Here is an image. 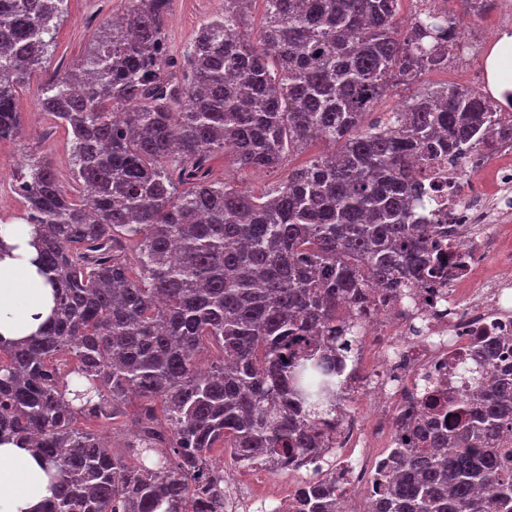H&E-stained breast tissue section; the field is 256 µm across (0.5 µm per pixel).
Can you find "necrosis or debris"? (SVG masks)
Masks as SVG:
<instances>
[{"label":"necrosis or debris","instance_id":"necrosis-or-debris-1","mask_svg":"<svg viewBox=\"0 0 512 512\" xmlns=\"http://www.w3.org/2000/svg\"><path fill=\"white\" fill-rule=\"evenodd\" d=\"M419 178L431 196L426 215L438 216L444 238L467 242V268L430 292L402 289L364 325L357 355L364 373L350 386L371 404L372 415L338 413L331 460L345 475V512H358L354 500L366 498L375 484L376 442L397 447L396 419L414 382L436 375L489 323H500V335L512 337V249L503 246L512 238V143L476 167L465 157L431 161ZM489 266L496 275L484 276Z\"/></svg>","mask_w":512,"mask_h":512}]
</instances>
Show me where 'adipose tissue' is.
<instances>
[{"label":"adipose tissue","instance_id":"1","mask_svg":"<svg viewBox=\"0 0 512 512\" xmlns=\"http://www.w3.org/2000/svg\"><path fill=\"white\" fill-rule=\"evenodd\" d=\"M483 68L495 98L512 94V34H500L490 46ZM0 236L19 246L16 257L0 259V339L18 341L37 334L51 308V287L30 260V227L0 224ZM53 494L42 459L31 449L0 445V512H39Z\"/></svg>","mask_w":512,"mask_h":512}]
</instances>
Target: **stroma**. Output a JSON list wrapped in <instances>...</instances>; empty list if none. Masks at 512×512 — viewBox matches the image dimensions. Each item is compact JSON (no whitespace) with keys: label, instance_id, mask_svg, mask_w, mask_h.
<instances>
[{"label":"stroma","instance_id":"1","mask_svg":"<svg viewBox=\"0 0 512 512\" xmlns=\"http://www.w3.org/2000/svg\"><path fill=\"white\" fill-rule=\"evenodd\" d=\"M119 6L120 0H68L46 70L35 73L18 93L24 133L19 139L0 142V185L5 188L0 194V221H11L24 212L23 203L11 186L16 170L26 159L35 156L47 160L62 183L71 184L67 133L51 116L40 111V85L48 73L68 67L86 56ZM223 11L224 0H171L166 37L175 62H183L199 24ZM325 148L324 142H311L303 151L286 157L279 168L262 173L236 169L230 158L219 155L212 162V177L218 181H234L239 189L258 194L282 182L291 169L306 165Z\"/></svg>","mask_w":512,"mask_h":512}]
</instances>
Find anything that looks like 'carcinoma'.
<instances>
[{"mask_svg":"<svg viewBox=\"0 0 512 512\" xmlns=\"http://www.w3.org/2000/svg\"><path fill=\"white\" fill-rule=\"evenodd\" d=\"M97 47L42 82L39 107L70 136L79 196L46 160L14 176L33 227L31 263L53 307L38 334L0 340V444L41 457L42 512H224L213 452L238 468L318 453L371 291L419 287L462 267L416 218L419 167L512 140L489 97L425 85L448 69L460 14L401 0H224L171 62V0H120ZM481 17L493 0H461ZM66 0H0V141L24 133L18 89L45 67ZM411 94L381 120L375 105ZM320 138L327 149L257 196L211 179L229 154L263 172ZM473 337L403 405L405 434L380 466L372 512H512V366ZM137 400L124 453L75 427ZM336 475L297 487L291 512H342Z\"/></svg>","mask_w":512,"mask_h":512,"instance_id":"cac0c4a2","label":"carcinoma"}]
</instances>
